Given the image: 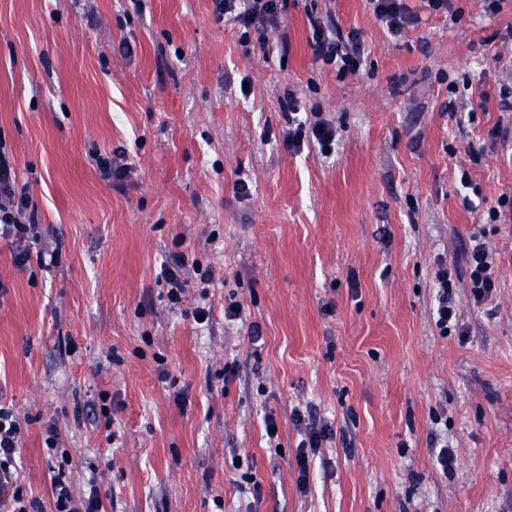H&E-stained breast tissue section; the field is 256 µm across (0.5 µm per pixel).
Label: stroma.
Returning a JSON list of instances; mask_svg holds the SVG:
<instances>
[{
    "mask_svg": "<svg viewBox=\"0 0 512 512\" xmlns=\"http://www.w3.org/2000/svg\"><path fill=\"white\" fill-rule=\"evenodd\" d=\"M407 4L420 22L394 41L367 0H287L268 34L282 57L213 0H0V146L42 236L23 268L0 239V401L25 421L20 480L42 507L62 451L107 512H512V223H481L512 194V0ZM313 15L360 31L359 74L314 60ZM292 97L335 127L332 153L286 148ZM453 99L471 107L457 121ZM117 149L121 177L102 174ZM480 230L499 269L478 304ZM178 253L214 280L173 308L155 277ZM440 257L463 336L432 319ZM298 408L333 430L305 494Z\"/></svg>",
    "mask_w": 512,
    "mask_h": 512,
    "instance_id": "1",
    "label": "stroma"
}]
</instances>
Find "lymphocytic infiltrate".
Instances as JSON below:
<instances>
[{
	"instance_id": "obj_1",
	"label": "lymphocytic infiltrate",
	"mask_w": 512,
	"mask_h": 512,
	"mask_svg": "<svg viewBox=\"0 0 512 512\" xmlns=\"http://www.w3.org/2000/svg\"><path fill=\"white\" fill-rule=\"evenodd\" d=\"M375 18L386 28L392 38L403 37L409 26L419 18L411 13L406 0H369ZM215 11L234 22L242 39L251 34H265L268 28L280 23L286 9L285 0H214ZM312 34L310 47L315 60L324 64H337L339 76L357 73L363 63L365 43L357 30L348 33L333 32L320 19L310 22ZM297 101L288 103V134L285 143L293 152L304 148L329 150L336 140V129L329 122L299 117ZM29 198L17 190L16 176L5 157L0 156V238L13 245L16 266H26L31 256V246L38 234L34 222L28 221ZM470 268V288L474 301L488 297L497 283V261L494 251L483 239L482 232L472 233L467 250ZM453 272L446 262L436 265L434 286L437 306L434 311L435 326L440 335L455 331L466 335L465 324L460 323L458 306L453 301L455 282ZM296 424L304 425L305 437L297 447V486L307 492L310 475L309 453L317 449L332 434L328 425L305 422L301 412H294ZM22 447V421L12 407L0 404V512H29L36 507V500L26 499L17 473V460ZM51 512H105V503L97 490L88 495H74L65 469H58L51 479Z\"/></svg>"
}]
</instances>
